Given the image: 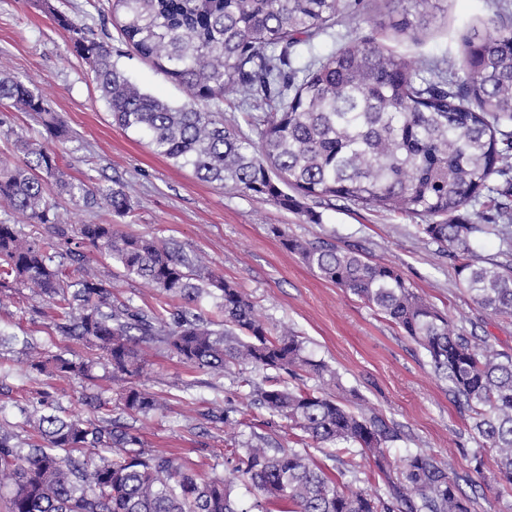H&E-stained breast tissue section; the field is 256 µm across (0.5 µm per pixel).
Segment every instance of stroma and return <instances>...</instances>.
<instances>
[{
  "instance_id": "obj_1",
  "label": "stroma",
  "mask_w": 512,
  "mask_h": 512,
  "mask_svg": "<svg viewBox=\"0 0 512 512\" xmlns=\"http://www.w3.org/2000/svg\"><path fill=\"white\" fill-rule=\"evenodd\" d=\"M498 0H443L430 27L409 36L384 29L382 43L424 60L460 58L470 32L487 34L497 19ZM60 11L83 27L87 37L108 42L112 61L142 91L171 104L187 97L184 88L152 63L136 56L112 22L108 0H0V63L10 76L33 79L48 107L69 129L54 143L59 164L73 181L102 187L123 184L134 210L121 219V232L153 237L190 256H201L214 274L233 282L270 323L293 328L315 359L325 362L350 393L353 410L375 413L394 426L391 463L423 448L437 459H453L463 490H476V512H504L512 488L495 480L496 463L478 451L470 413L459 410L446 384L435 377L428 353L411 337L350 291L320 278L301 258L283 248L270 231L342 249L356 248L371 261L396 265L413 289L478 343L512 353V319L481 307L456 273L454 258L439 254L415 233L412 219L363 209L339 200L318 204L320 223L259 198L221 189L200 180L191 168L157 154L134 130L115 126L86 65L69 47L52 13ZM386 12L384 0H360L355 16L339 17L334 36L315 38L302 47L299 63L328 54L335 43L355 40ZM48 302L28 294H0V421H16V404L28 387L23 337L44 349L62 346L53 328ZM146 361L138 380L164 397V414L128 417L109 368L98 362L93 381L55 378L44 382L60 405L97 424L109 419L130 423L145 450H165L191 463L206 476L224 475V451L251 435L268 437L282 447L295 438L279 418L253 405L252 385H264L265 371L246 370L251 386L238 378L198 371L168 349L142 347ZM96 394L106 402L90 411L81 399ZM233 420L213 421L216 408Z\"/></svg>"
}]
</instances>
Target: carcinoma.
<instances>
[{
    "instance_id": "obj_1",
    "label": "carcinoma",
    "mask_w": 512,
    "mask_h": 512,
    "mask_svg": "<svg viewBox=\"0 0 512 512\" xmlns=\"http://www.w3.org/2000/svg\"><path fill=\"white\" fill-rule=\"evenodd\" d=\"M389 26L415 36L442 0H387ZM352 0H112L125 41L187 92L172 105L132 84L112 62L103 40L90 39L63 13L54 19L122 129L140 132L154 151L219 188L266 199L302 215H320L306 200H343L420 218L416 233L438 253L452 254L457 275L483 308L512 317V264L485 261L481 238L498 236L512 249V0L507 22L488 35L464 38L461 61L418 64L386 48L379 28L340 44L303 69L298 49L329 34ZM230 96L258 102L252 139L224 119ZM0 100L34 112L51 136L66 137L30 80L0 71ZM23 158L0 169V208L41 227L26 234L0 222V293L30 288L57 310L56 333L99 347L130 415L164 409L133 384L139 346L160 343L185 364L221 375L246 367L313 374L314 389L277 383L253 390L260 407L298 430L299 448H273L257 437L227 449L226 477H205L165 453L144 451L127 425L103 426L60 407L45 389L25 391L19 421L0 424V503L4 512H475V498L449 476L451 462L418 448L403 457L385 495L351 490L317 465L302 444L336 448L388 472L394 430L380 417L357 413L329 396L338 379L306 355L305 341L269 325L234 284L204 271L195 258L157 242L122 234L113 224H63L49 197L54 182L85 205H103L123 219L132 201L123 186L100 188L62 179L56 153L13 129ZM480 205V221L462 211ZM271 232L326 281L344 288L402 328L430 356L436 377L458 407L473 415L479 446L495 452L497 480L512 487V354L479 344L416 294L401 272L353 250L314 245L278 226ZM84 247L99 249L122 276L177 301L166 313L112 296V273L91 272ZM215 299L218 319L199 304ZM96 361L42 350L29 360L38 377L94 378ZM32 429L23 439L16 429ZM240 482L249 506L231 498Z\"/></svg>"
}]
</instances>
